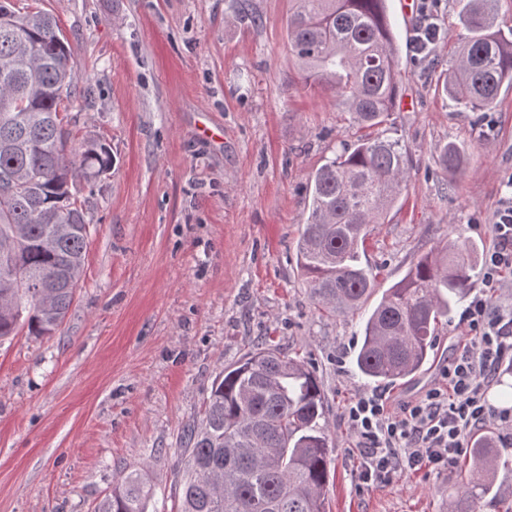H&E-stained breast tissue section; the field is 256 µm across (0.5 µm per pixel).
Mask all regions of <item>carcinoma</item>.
<instances>
[{
  "mask_svg": "<svg viewBox=\"0 0 512 512\" xmlns=\"http://www.w3.org/2000/svg\"><path fill=\"white\" fill-rule=\"evenodd\" d=\"M289 52L305 81L327 87L365 133L327 158L310 186L296 261L318 311H364L354 358L368 382L392 385L430 361L441 319L467 295L478 249L455 240L413 264L371 308L377 272L365 258L371 226L385 223L409 181L408 155L388 125L401 75L387 0H291ZM495 0H467L466 31L442 91L485 112L512 86V27L495 21ZM21 34L0 30V253L15 254L23 278L0 272V340L22 330L50 337L62 325L81 279L94 216L76 183L109 175L110 146L87 138L74 148V102L86 93L71 50L40 0H0ZM450 143L438 164L462 166ZM203 416L179 438L180 512H325L329 482L326 402L308 363L264 341L212 381ZM492 433L472 439L466 479L448 512H478L509 455ZM156 491L140 471L122 475L96 512H148Z\"/></svg>",
  "mask_w": 512,
  "mask_h": 512,
  "instance_id": "carcinoma-1",
  "label": "carcinoma"
}]
</instances>
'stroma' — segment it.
Here are the masks:
<instances>
[{
    "label": "stroma",
    "mask_w": 512,
    "mask_h": 512,
    "mask_svg": "<svg viewBox=\"0 0 512 512\" xmlns=\"http://www.w3.org/2000/svg\"><path fill=\"white\" fill-rule=\"evenodd\" d=\"M388 0L401 81L391 120L412 160L407 191L367 241L377 292L419 256L463 238L488 249L512 180V86L487 112L457 109L440 63L464 35L466 0L406 14ZM91 93L80 135L115 165L86 205L94 215L81 286L59 331L0 341V512H93L123 473L143 471L178 512L179 436L211 382L274 337L314 369L333 442L326 512H446L463 461L358 481L346 405L370 391L352 365L361 320L311 303L293 243L316 169L360 130L328 91L307 86L286 36L289 0H43ZM440 28L428 51L425 17ZM463 147L460 172L437 157ZM451 313L417 376L383 387L415 400L464 328Z\"/></svg>",
    "instance_id": "obj_1"
}]
</instances>
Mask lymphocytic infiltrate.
Segmentation results:
<instances>
[{
	"mask_svg": "<svg viewBox=\"0 0 512 512\" xmlns=\"http://www.w3.org/2000/svg\"><path fill=\"white\" fill-rule=\"evenodd\" d=\"M490 230L495 243L483 256L482 286L460 315L466 334L441 367L440 384L396 410L376 392L349 403L345 418L358 441L363 483L406 469L448 466L491 419L512 423L511 410L495 411L486 399L504 362L512 359V306H495L491 297L512 275V194L504 195Z\"/></svg>",
	"mask_w": 512,
	"mask_h": 512,
	"instance_id": "lymphocytic-infiltrate-1",
	"label": "lymphocytic infiltrate"
}]
</instances>
